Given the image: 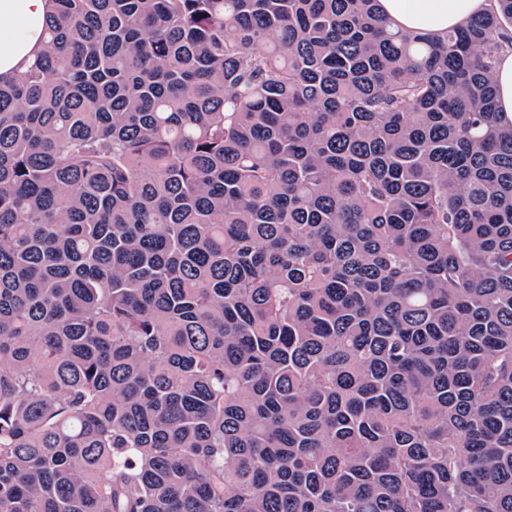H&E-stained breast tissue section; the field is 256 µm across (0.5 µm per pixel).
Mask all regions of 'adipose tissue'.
<instances>
[{"label":"adipose tissue","instance_id":"obj_1","mask_svg":"<svg viewBox=\"0 0 512 512\" xmlns=\"http://www.w3.org/2000/svg\"><path fill=\"white\" fill-rule=\"evenodd\" d=\"M490 0H377L395 28L437 38L487 11ZM52 0H0V78L25 71L44 46Z\"/></svg>","mask_w":512,"mask_h":512}]
</instances>
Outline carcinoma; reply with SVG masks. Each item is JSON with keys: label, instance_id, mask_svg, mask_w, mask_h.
Here are the masks:
<instances>
[{"label": "carcinoma", "instance_id": "obj_1", "mask_svg": "<svg viewBox=\"0 0 512 512\" xmlns=\"http://www.w3.org/2000/svg\"><path fill=\"white\" fill-rule=\"evenodd\" d=\"M0 80V512H512V0H53ZM490 0H377L381 15L404 32L442 37L490 7ZM499 112L504 120L512 122V50L506 49L495 72Z\"/></svg>", "mask_w": 512, "mask_h": 512}]
</instances>
